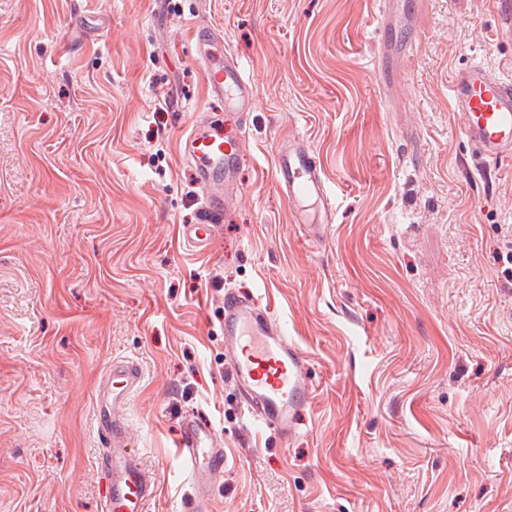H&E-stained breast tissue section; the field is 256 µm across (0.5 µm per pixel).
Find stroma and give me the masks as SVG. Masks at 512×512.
Returning a JSON list of instances; mask_svg holds the SVG:
<instances>
[{
    "label": "stroma",
    "mask_w": 512,
    "mask_h": 512,
    "mask_svg": "<svg viewBox=\"0 0 512 512\" xmlns=\"http://www.w3.org/2000/svg\"><path fill=\"white\" fill-rule=\"evenodd\" d=\"M375 0H0V512H103L95 431L137 362L131 442L151 512H183V416L223 441L212 512H512V159L477 166L449 102L478 59L512 76V0H425L395 101ZM257 88L208 248L180 141L223 112L201 22ZM308 140L334 198L313 241L274 155ZM263 295L315 400L298 435L245 429L224 292Z\"/></svg>",
    "instance_id": "1"
}]
</instances>
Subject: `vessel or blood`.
Here are the masks:
<instances>
[{"instance_id": "b4317fda", "label": "vessel or blood", "mask_w": 512, "mask_h": 512, "mask_svg": "<svg viewBox=\"0 0 512 512\" xmlns=\"http://www.w3.org/2000/svg\"><path fill=\"white\" fill-rule=\"evenodd\" d=\"M379 65L388 71L379 82L391 96L404 80L408 59L401 45L377 46ZM207 85L222 97L235 120L251 111L256 88L243 64L231 53L215 59L199 55ZM453 111L465 116L464 135L484 166L512 157V78L497 74L486 62L459 70L449 91ZM242 148L225 139L213 121L192 125L182 141V156L196 165L197 177L208 189L199 223L185 225L188 242L207 245L224 212L240 193L233 174ZM276 184L299 224L330 223L333 205L326 175L308 142L297 137L280 146L274 157ZM224 360L232 370L241 404L251 423L283 437H294L299 418L311 404L316 388L306 359L289 339L270 304L236 291L224 293ZM143 381L141 367L116 359L108 366L95 407L97 433L105 443L98 470L108 488L105 512H149L158 489L154 473L130 448V400ZM180 459L190 471L194 495L190 512H211V488L224 476V448L211 424L195 415L183 419L178 438Z\"/></svg>"}]
</instances>
